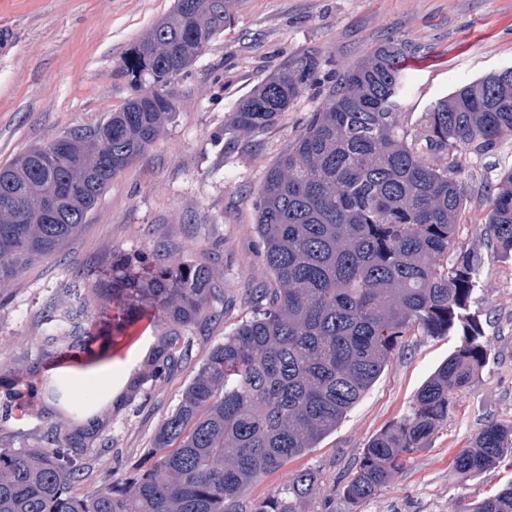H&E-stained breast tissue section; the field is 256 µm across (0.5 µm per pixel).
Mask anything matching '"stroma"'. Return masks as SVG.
I'll return each mask as SVG.
<instances>
[{
  "label": "stroma",
  "mask_w": 512,
  "mask_h": 512,
  "mask_svg": "<svg viewBox=\"0 0 512 512\" xmlns=\"http://www.w3.org/2000/svg\"><path fill=\"white\" fill-rule=\"evenodd\" d=\"M174 0H0V166L30 147L72 128L93 127L132 94L116 69L127 49ZM406 39L418 53L409 70L403 124L462 84L512 67V0H237L234 21L174 84L177 109L166 130L113 178L86 224L54 254L42 256L0 291V364L7 366L0 397L23 404L26 415L0 418V443L32 448L42 440L53 401L41 386L53 369L45 354L44 318H73L92 348L109 315L76 273L88 269L108 280L115 260L153 254L211 265L224 284V319L206 333L188 329L192 359L167 378L127 398L159 336L160 320L136 325L138 340L111 369L75 377L72 419L106 412L105 448L87 452L73 493L82 496L107 480H121L146 462L153 436L178 404L204 352L251 315L244 297L262 279L257 256L256 207L267 169L302 132L324 102L326 88L299 96L276 123L249 134L232 131L234 110L283 63L314 52L324 70L340 71L389 38ZM512 167V136L494 151L462 150L465 186L462 240L479 261L471 311L479 316L491 352L469 389L450 408L428 448L359 509L343 488L373 437L405 415L420 388L460 343L456 334L412 331L376 382L316 448L248 490L252 499L285 491L297 469L316 473L321 490L298 512H448L458 499L472 502L512 481V466L489 469L466 482L450 462L489 420L512 422V260L495 257L471 227L485 223L487 190Z\"/></svg>",
  "instance_id": "stroma-1"
}]
</instances>
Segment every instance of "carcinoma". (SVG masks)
Wrapping results in <instances>:
<instances>
[{"instance_id": "obj_1", "label": "carcinoma", "mask_w": 512, "mask_h": 512, "mask_svg": "<svg viewBox=\"0 0 512 512\" xmlns=\"http://www.w3.org/2000/svg\"><path fill=\"white\" fill-rule=\"evenodd\" d=\"M236 0H175L121 58L118 73L134 95L102 123L75 128L0 167V291L37 257L70 239L100 195L163 133L176 111L174 81L234 20ZM417 53L389 38L335 75L325 102L268 170L256 232L265 270L250 289L252 316L208 349L177 406L154 434L152 463L84 497L71 492L88 444L107 447L103 427L74 426L54 413L35 448L0 445V512H296L320 492L310 470L287 492H246L308 452L342 420L415 329L460 345L419 390L414 407L363 450L343 489L357 505L386 486L409 455L428 447L459 392L485 366L490 344L468 312L478 263L460 246L464 187L457 152L493 151L512 135V72L499 71L431 104L415 128L402 125L408 76ZM324 77L322 60L285 64L235 108L234 130L250 133ZM481 237L512 257V170L489 195ZM105 310L115 304L112 344L93 351L55 324L47 343L64 384L73 370L112 362L145 308L166 325L138 393L191 360L184 330L220 316L224 296L210 267L167 263L157 253L112 266V282L93 280ZM512 448V425L485 424L454 457L464 482ZM452 512H512V482Z\"/></svg>"}]
</instances>
